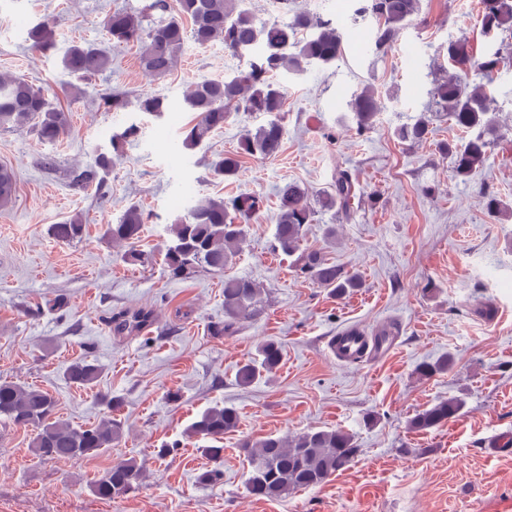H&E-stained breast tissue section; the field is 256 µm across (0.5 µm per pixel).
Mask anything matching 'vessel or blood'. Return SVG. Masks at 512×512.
I'll return each instance as SVG.
<instances>
[{"instance_id": "obj_1", "label": "vessel or blood", "mask_w": 512, "mask_h": 512, "mask_svg": "<svg viewBox=\"0 0 512 512\" xmlns=\"http://www.w3.org/2000/svg\"><path fill=\"white\" fill-rule=\"evenodd\" d=\"M397 342V332L392 327L385 326L370 332L353 324L330 337L327 350L342 364H370L390 354Z\"/></svg>"}]
</instances>
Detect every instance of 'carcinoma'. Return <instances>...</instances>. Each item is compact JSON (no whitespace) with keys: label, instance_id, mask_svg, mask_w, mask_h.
<instances>
[{"label":"carcinoma","instance_id":"carcinoma-1","mask_svg":"<svg viewBox=\"0 0 512 512\" xmlns=\"http://www.w3.org/2000/svg\"><path fill=\"white\" fill-rule=\"evenodd\" d=\"M358 12L369 15L377 23L375 45L390 49L399 30L419 12L420 0H361ZM481 23L484 33L497 30L512 33V0H482ZM108 40L135 43L139 47V64L150 76H167L181 54L185 40L190 38L205 47L220 40L225 52L246 60V68L196 84L184 98L185 108L195 113L185 128L183 146L188 150L201 148L212 134L224 128L233 112L264 113L271 116L255 132L244 134L240 151L220 154L210 161L213 173L224 179L237 178L245 157H272L280 152L286 135L280 113L286 111L287 96L275 76L287 72L301 75L317 65H331L342 56V39L336 23L328 18L296 12L289 19H262L247 8L243 0H149L140 10L131 12L116 8L103 22ZM33 49L41 52L55 48L47 22H39L28 30ZM448 64L464 71L476 65L492 74L512 60L495 52L478 60L465 39L451 40L447 48ZM63 69L84 80L109 68L108 51L95 43H75L63 53ZM429 95L435 111L444 114L456 127L471 133L459 148H446L453 156L454 176L466 179L472 170L484 163L488 151L507 139L496 120V105L483 86H469L457 77L437 80ZM134 108L159 117L169 111L167 99L145 92L133 101ZM381 102L369 88L351 99L357 129L365 132ZM33 123L41 141L54 143L69 128L68 111L41 88L20 76L0 77V128ZM137 134L131 125L111 138L112 152H101L95 164L71 173L73 185L80 189H99L104 178L120 157L124 145ZM396 134L403 142L417 143L429 134V119L422 115L412 123L400 126ZM16 180L11 168L0 165V206L12 202ZM357 197V184L346 170L336 172L331 191L320 200L321 207L335 216L351 218V201ZM279 213L273 247L291 257L295 268L317 285L335 296H345L361 286L360 276L326 257L321 249H300L301 241L312 223L314 212L307 204V190L297 182L279 188ZM258 195L241 194L224 198L205 197L191 206L186 215L170 225L171 239L166 244L164 262L174 280H188L198 273H222L238 254L244 241L245 225L259 211ZM143 211L129 206L115 224L105 225L103 235L112 243L128 246L123 259L130 265L144 262L143 253L134 248L138 241ZM85 224L74 215L50 226L54 238L73 242L83 237ZM263 287L248 278L224 280V324L213 327L215 336L231 335L261 312ZM150 313L120 312L112 317V331L123 334L150 325ZM283 360L281 345L273 340L262 343L256 356L239 366L237 383L248 386L255 380L277 371ZM452 367L451 359L440 358L418 365L416 373L428 379ZM63 377L71 384L93 387L101 377V369L85 360L70 363ZM465 403L459 397L436 401L418 411L408 427L417 432L438 428L457 417ZM57 401L50 393L9 381L0 382V423L15 429L31 430V447L45 461H63L86 457L112 449L124 435V423L108 415L90 426H72L57 417ZM239 412L236 407L215 405L198 413L187 427L191 437L215 442L237 431ZM239 447L250 467L249 492L263 499L277 500L302 489L316 487L330 476L348 467L359 448L354 435L340 429L308 430L293 436H265L241 440ZM204 452L214 467L200 473L202 483H216L222 478L220 465L224 448L211 446ZM145 477L143 463L131 457L112 464L92 485L93 493L102 498L125 496L136 490Z\"/></svg>","mask_w":512,"mask_h":512}]
</instances>
